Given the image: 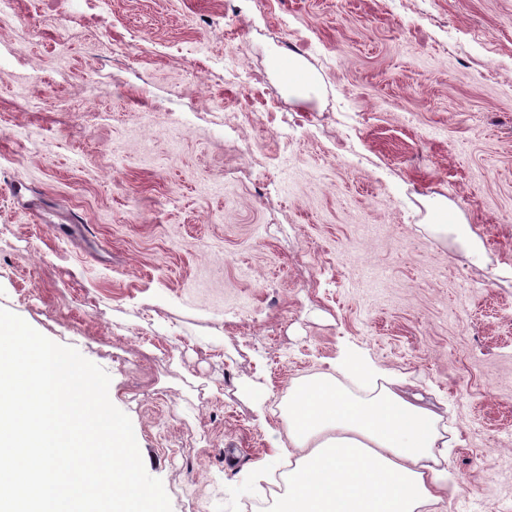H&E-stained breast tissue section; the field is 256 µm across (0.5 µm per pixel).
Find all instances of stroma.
Listing matches in <instances>:
<instances>
[{"instance_id": "stroma-1", "label": "stroma", "mask_w": 512, "mask_h": 512, "mask_svg": "<svg viewBox=\"0 0 512 512\" xmlns=\"http://www.w3.org/2000/svg\"><path fill=\"white\" fill-rule=\"evenodd\" d=\"M109 20L135 55L60 0L0 29L23 54L0 72V308L109 374L172 512H246L288 465L289 386L359 352L442 415L447 512H512V0H110ZM231 54L264 83H225ZM56 84L71 110L37 107Z\"/></svg>"}]
</instances>
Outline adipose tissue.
<instances>
[{
	"label": "adipose tissue",
	"mask_w": 512,
	"mask_h": 512,
	"mask_svg": "<svg viewBox=\"0 0 512 512\" xmlns=\"http://www.w3.org/2000/svg\"><path fill=\"white\" fill-rule=\"evenodd\" d=\"M349 374L387 384L360 397ZM286 415L295 459L274 512H433L458 491L441 415L368 360L292 383Z\"/></svg>",
	"instance_id": "ef3b65f1"
}]
</instances>
